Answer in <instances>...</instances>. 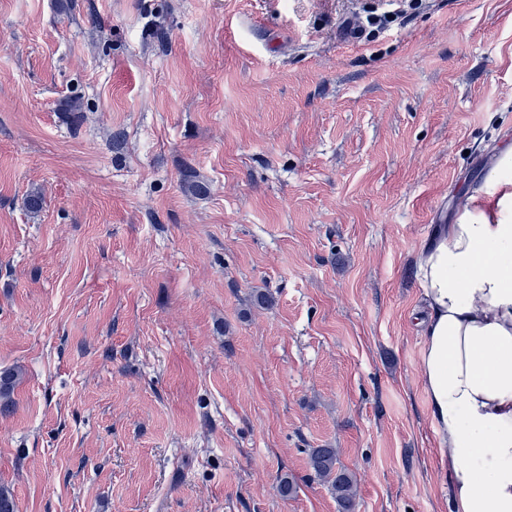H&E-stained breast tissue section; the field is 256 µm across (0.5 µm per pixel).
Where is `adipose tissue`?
<instances>
[{
  "label": "adipose tissue",
  "mask_w": 512,
  "mask_h": 512,
  "mask_svg": "<svg viewBox=\"0 0 512 512\" xmlns=\"http://www.w3.org/2000/svg\"><path fill=\"white\" fill-rule=\"evenodd\" d=\"M421 382L456 512H512V145L417 256Z\"/></svg>",
  "instance_id": "adipose-tissue-1"
}]
</instances>
